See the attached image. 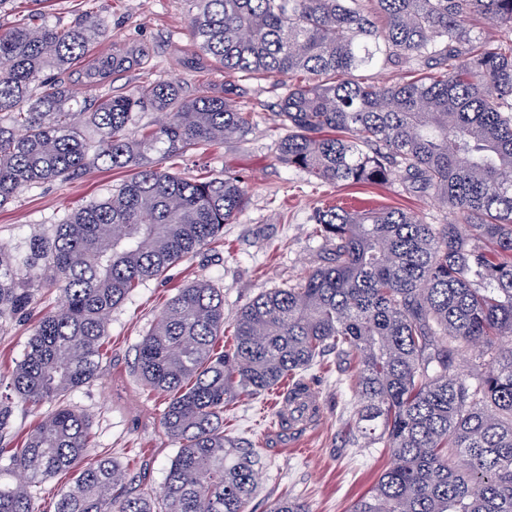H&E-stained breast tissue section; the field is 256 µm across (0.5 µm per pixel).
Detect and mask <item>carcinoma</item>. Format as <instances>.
<instances>
[{
	"instance_id": "1",
	"label": "carcinoma",
	"mask_w": 512,
	"mask_h": 512,
	"mask_svg": "<svg viewBox=\"0 0 512 512\" xmlns=\"http://www.w3.org/2000/svg\"><path fill=\"white\" fill-rule=\"evenodd\" d=\"M190 31L226 73L292 79L277 104L281 162L332 184L407 187L449 208L446 224L399 209L329 206L315 214L325 262L305 280L258 294L224 336V293L178 289L137 347L136 372L167 397L161 425L178 444L162 493L131 491L111 458L92 455L70 395L97 375L107 318L143 282L224 237L247 202L241 176L182 178L162 161L244 137L251 113L155 81L82 103L61 73L107 34L91 13L61 29L32 17L0 29V207L38 184L101 167L132 175L0 249V321L45 289L63 305L31 328L10 382L51 412L20 448H0V512H35L30 486L73 471L54 512H247L258 457L224 434L226 396L292 381L287 401L329 349L355 362L352 444L390 464L348 512H512V0H190ZM431 70L394 85L354 72L379 57ZM136 62L116 51L89 78ZM163 120L130 127L141 113ZM477 353L469 379L454 354ZM273 512H308L285 495Z\"/></svg>"
}]
</instances>
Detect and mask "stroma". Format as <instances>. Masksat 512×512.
<instances>
[{
	"instance_id": "35a3bbf8",
	"label": "stroma",
	"mask_w": 512,
	"mask_h": 512,
	"mask_svg": "<svg viewBox=\"0 0 512 512\" xmlns=\"http://www.w3.org/2000/svg\"><path fill=\"white\" fill-rule=\"evenodd\" d=\"M188 0H0V28L19 23L38 10L61 28L85 13L99 15L108 34L62 74L79 99L92 101L101 88L84 77L86 69L113 51H143L133 68L113 74L104 89L115 95L147 80H169L183 95L205 90L252 113L250 132L209 147L203 153L164 162L172 174L194 178L240 175L248 186L247 204L225 225L223 241L201 248L171 267L165 277L144 282L113 309L106 354L98 375L75 390L71 402L90 423L96 454L123 467L131 481L161 491L177 447L160 419L165 398L149 390L135 371L136 347L164 304L184 287L207 280L224 291V315L231 318L261 291L299 283L325 256L313 234V217L331 201L355 200L370 207H398L423 222L444 224L448 207L436 198L410 191L401 178L385 185L332 187L318 183L306 170L281 163L277 144L284 131L274 117L286 86L244 73H225L214 58L202 54L188 24ZM124 171L90 170L67 182L38 185L0 208V245H22L35 228L50 229L90 201L107 196L125 179ZM31 321L0 324V395L8 394L10 375L24 353ZM340 361L327 352L306 378L319 406L317 417L292 426L272 421L287 397L286 387L258 396L238 395L224 406V432L260 458L257 491L249 512H271L287 493L301 498L309 512H346L386 468L380 448H357L348 441L355 394L337 386ZM51 410L14 402L11 424L0 446L21 447L27 434Z\"/></svg>"
}]
</instances>
